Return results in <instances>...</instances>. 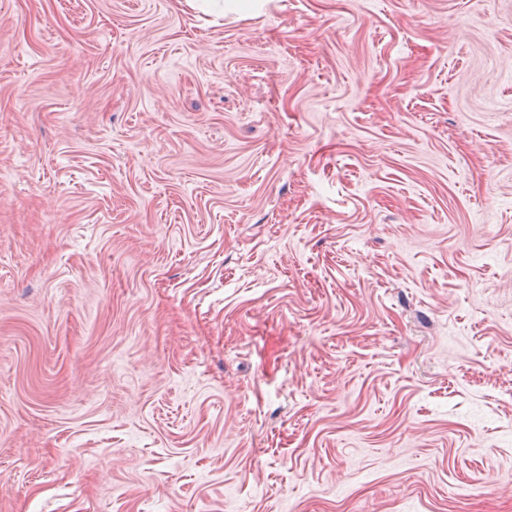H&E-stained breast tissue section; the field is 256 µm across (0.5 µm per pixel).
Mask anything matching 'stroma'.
Masks as SVG:
<instances>
[{
	"label": "stroma",
	"mask_w": 512,
	"mask_h": 512,
	"mask_svg": "<svg viewBox=\"0 0 512 512\" xmlns=\"http://www.w3.org/2000/svg\"><path fill=\"white\" fill-rule=\"evenodd\" d=\"M0 512H512V0H0Z\"/></svg>",
	"instance_id": "stroma-1"
}]
</instances>
